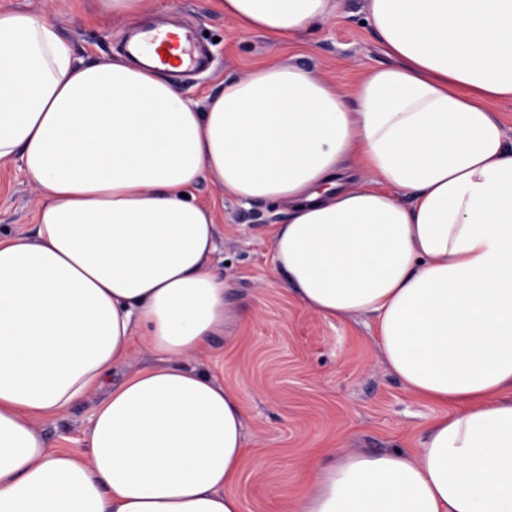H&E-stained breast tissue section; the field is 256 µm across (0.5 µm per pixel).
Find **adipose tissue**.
Returning a JSON list of instances; mask_svg holds the SVG:
<instances>
[{"label": "adipose tissue", "mask_w": 512, "mask_h": 512, "mask_svg": "<svg viewBox=\"0 0 512 512\" xmlns=\"http://www.w3.org/2000/svg\"><path fill=\"white\" fill-rule=\"evenodd\" d=\"M218 7L283 43L338 0ZM365 21L395 65L342 87L275 58L197 103L0 11V160L40 192L35 239L0 237V512H242L245 416L188 363L252 317L214 269L207 179L280 205L286 291L373 317L381 361L443 407L418 451L308 458L292 512H512V0H367ZM138 348L160 364L106 388ZM100 389L81 452L44 439Z\"/></svg>", "instance_id": "ef3b65f1"}]
</instances>
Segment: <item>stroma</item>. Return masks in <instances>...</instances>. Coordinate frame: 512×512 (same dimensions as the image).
Segmentation results:
<instances>
[{"mask_svg": "<svg viewBox=\"0 0 512 512\" xmlns=\"http://www.w3.org/2000/svg\"><path fill=\"white\" fill-rule=\"evenodd\" d=\"M364 4L340 0L337 16L281 45L240 34L213 0H156L155 12L187 27L195 45L209 52L206 72L178 79L199 100L273 57L317 66L341 84L389 64L363 23ZM0 8L22 9L54 24L89 64L120 53L130 26L100 17L93 0H0ZM195 195L216 212L217 256L226 263L229 300L254 313L194 362L236 392L245 414L252 454L233 488L243 512H289L308 481L304 455L324 456L339 446L368 453L420 448L439 410L409 394L379 359L373 318L338 320L306 311L278 283L271 250L273 230L283 220L277 207L240 204L209 181L199 182ZM38 201L17 161L0 160V234L35 235ZM95 405L91 398L66 418L44 420V436L55 447L82 450Z\"/></svg>", "mask_w": 512, "mask_h": 512, "instance_id": "1", "label": "stroma"}]
</instances>
